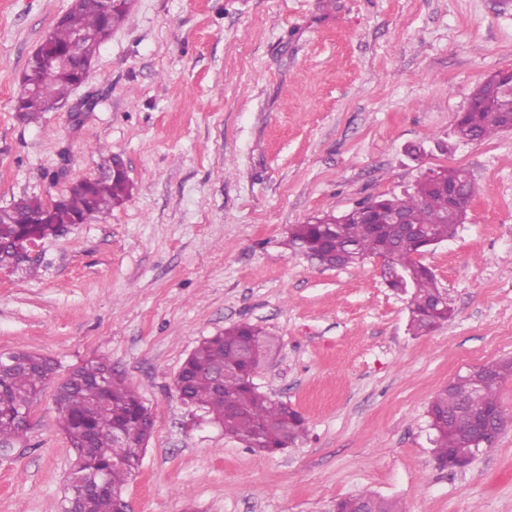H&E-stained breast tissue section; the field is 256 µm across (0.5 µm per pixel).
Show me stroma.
I'll use <instances>...</instances> for the list:
<instances>
[{
    "label": "stroma",
    "mask_w": 512,
    "mask_h": 512,
    "mask_svg": "<svg viewBox=\"0 0 512 512\" xmlns=\"http://www.w3.org/2000/svg\"><path fill=\"white\" fill-rule=\"evenodd\" d=\"M68 6L0 0V206L51 202L113 155L132 191L42 240L35 274L0 268V351L60 379L104 356L138 388L154 429L131 512H336L365 491L401 512H512V423L449 470L427 416L457 375L512 360V132L453 137L472 89L512 68V0H132L85 84L25 122L22 77ZM439 167L478 195L420 257L454 310L436 331L409 332L380 258L329 268L288 247L290 225ZM240 322L280 343L255 385L308 422L272 455L174 387L203 338ZM54 389L28 441L0 451V512H58L72 450Z\"/></svg>",
    "instance_id": "obj_1"
}]
</instances>
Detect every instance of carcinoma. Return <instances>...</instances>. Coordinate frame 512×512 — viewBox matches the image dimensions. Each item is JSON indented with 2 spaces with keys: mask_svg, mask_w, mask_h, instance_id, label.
<instances>
[{
  "mask_svg": "<svg viewBox=\"0 0 512 512\" xmlns=\"http://www.w3.org/2000/svg\"><path fill=\"white\" fill-rule=\"evenodd\" d=\"M128 7L117 6L104 18L89 2L66 11L46 35L49 48L65 54L83 36L79 51L85 58L95 57L100 44L124 21ZM33 95L20 93L15 109L21 117L33 121L51 104L65 99L74 88L70 70L51 74L28 69ZM493 109L471 104L463 113L460 133L486 140L503 131ZM462 184L468 198L476 197V187L464 168H440L424 175L413 191L403 196L375 197L359 203L363 207L385 206L407 214L416 233H403L393 224H362L353 219L352 211L341 215L325 214L304 224H292L288 244L296 251L335 253L336 266L356 265L367 257L388 256L392 269L385 272L389 287L402 288L410 294V328L413 334L431 332L448 320L450 314L439 303L440 289L436 276L414 256L429 247L425 240L446 241L453 237L463 219L448 209V194L442 184ZM131 184L125 173L101 177L87 185L73 184L61 209L47 224L31 225L30 220L45 203L37 197H23L3 207L0 217V268H17L20 260L14 243L30 231L47 238L59 232L75 216L82 219L106 215L128 198ZM259 345L267 355L278 348L277 339L262 328L239 323L224 332L204 339L183 362L179 377L186 385L178 391L187 406L200 407L224 428V434L242 441L258 453L272 454L291 447L308 434L306 419L288 404L274 400L254 388L253 375L265 362L253 358L249 351ZM13 367L0 374V444L10 445L27 437L18 414L31 409L44 384L55 372L47 358L27 352H12ZM224 367V386L232 390L240 409L231 417L224 415V400L214 396L211 372ZM112 371V362L104 357L92 360L70 372L56 387L54 404L59 426L73 450L71 470L59 512L77 506L81 512H115L114 494L122 492L138 472L153 427L148 409L137 389L117 376L102 393L99 379ZM482 380L479 396L472 392L469 375L458 376L441 389L428 406L430 427L434 433L437 461L452 453L466 459L478 453L468 444L460 430L466 415L498 409V389L512 378V361L478 366ZM362 500L370 512H400L397 504L371 493H361L340 502L342 512H350L353 500Z\"/></svg>",
  "mask_w": 512,
  "mask_h": 512,
  "instance_id": "cac0c4a2",
  "label": "carcinoma"
}]
</instances>
